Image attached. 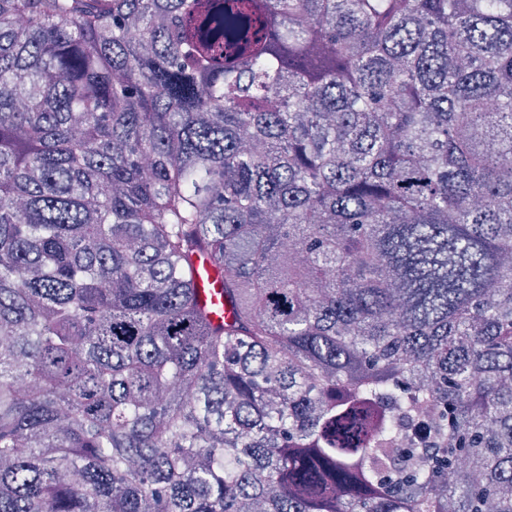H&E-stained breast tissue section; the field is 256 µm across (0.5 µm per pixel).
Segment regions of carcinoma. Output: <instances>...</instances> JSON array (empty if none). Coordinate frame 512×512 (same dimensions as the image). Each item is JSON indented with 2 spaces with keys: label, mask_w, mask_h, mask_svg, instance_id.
Listing matches in <instances>:
<instances>
[{
  "label": "carcinoma",
  "mask_w": 512,
  "mask_h": 512,
  "mask_svg": "<svg viewBox=\"0 0 512 512\" xmlns=\"http://www.w3.org/2000/svg\"><path fill=\"white\" fill-rule=\"evenodd\" d=\"M0 512H512V0H0ZM195 277L199 286L201 302L207 306L215 308L216 318L224 319L225 307L222 288L219 286L217 275L205 259L196 258L194 263Z\"/></svg>",
  "instance_id": "1"
}]
</instances>
